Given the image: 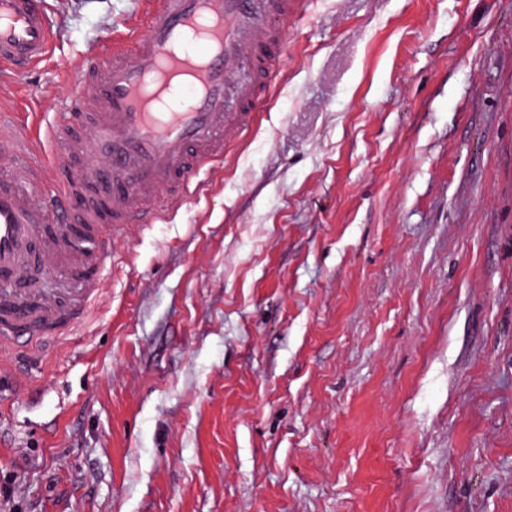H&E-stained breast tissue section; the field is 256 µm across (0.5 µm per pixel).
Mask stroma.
Here are the masks:
<instances>
[{
  "mask_svg": "<svg viewBox=\"0 0 512 512\" xmlns=\"http://www.w3.org/2000/svg\"><path fill=\"white\" fill-rule=\"evenodd\" d=\"M252 129L0 380V512H512V0H304ZM53 122L141 0H47Z\"/></svg>",
  "mask_w": 512,
  "mask_h": 512,
  "instance_id": "stroma-1",
  "label": "stroma"
}]
</instances>
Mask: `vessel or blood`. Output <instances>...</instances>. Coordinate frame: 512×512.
<instances>
[{"mask_svg":"<svg viewBox=\"0 0 512 512\" xmlns=\"http://www.w3.org/2000/svg\"><path fill=\"white\" fill-rule=\"evenodd\" d=\"M295 0H144V26L128 50L89 52L58 121L59 144L42 165L27 135L0 125V278L22 280L39 252L51 268L82 276L86 297L103 286L116 231L157 210L174 212L207 167L224 159L225 135L248 131L283 49L280 22ZM44 0H0V62L30 70L52 51ZM236 91L239 105L229 108ZM81 225L85 249L63 235ZM57 299L35 291L0 307V371L19 345L58 338Z\"/></svg>","mask_w":512,"mask_h":512,"instance_id":"obj_1","label":"vessel or blood"}]
</instances>
